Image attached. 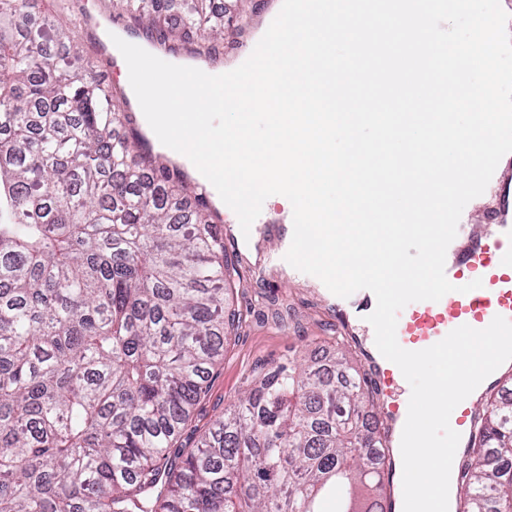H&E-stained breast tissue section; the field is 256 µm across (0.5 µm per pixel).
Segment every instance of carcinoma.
Returning <instances> with one entry per match:
<instances>
[{"mask_svg":"<svg viewBox=\"0 0 512 512\" xmlns=\"http://www.w3.org/2000/svg\"><path fill=\"white\" fill-rule=\"evenodd\" d=\"M39 0H0V512H371L385 457L344 353L260 373L171 451L224 355V242ZM159 46L235 0H111ZM457 512H512V389Z\"/></svg>","mask_w":512,"mask_h":512,"instance_id":"obj_1","label":"carcinoma"}]
</instances>
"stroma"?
Segmentation results:
<instances>
[{"mask_svg": "<svg viewBox=\"0 0 512 512\" xmlns=\"http://www.w3.org/2000/svg\"><path fill=\"white\" fill-rule=\"evenodd\" d=\"M280 8L279 0H248L245 24L224 35V44L229 48L227 66L239 64L240 50L259 40L270 16ZM266 212L272 224L259 248L237 246L235 217L230 213L223 216L222 224L227 229L224 259L231 274L226 305L243 313L246 322L228 334L224 359L212 370L207 392L190 426L178 439V447H193L198 437L223 415L225 407L249 390L259 371L304 353L332 354L339 339L344 340L346 351L355 361L363 359L352 340L354 326L339 324L322 289L266 263L264 249L276 246L287 236L293 210L275 199L267 201Z\"/></svg>", "mask_w": 512, "mask_h": 512, "instance_id": "stroma-1", "label": "stroma"}]
</instances>
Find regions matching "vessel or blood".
Instances as JSON below:
<instances>
[{
	"instance_id": "obj_1",
	"label": "vessel or blood",
	"mask_w": 512,
	"mask_h": 512,
	"mask_svg": "<svg viewBox=\"0 0 512 512\" xmlns=\"http://www.w3.org/2000/svg\"><path fill=\"white\" fill-rule=\"evenodd\" d=\"M498 203L490 215L484 233L471 234L458 228L456 238L446 253L445 275L455 287L439 301H418L406 306L398 316L396 337L399 345L417 351L441 341L451 330L462 325L486 328L495 316L512 320V177L497 178L494 193ZM481 280L480 288L461 292V285ZM376 307L371 291H363L356 299L340 298L337 312L354 310L366 317ZM376 390L389 396L386 419L391 431L386 446L399 448L401 436L396 426L408 412V397L402 391L406 380L397 365L381 354H373Z\"/></svg>"
}]
</instances>
